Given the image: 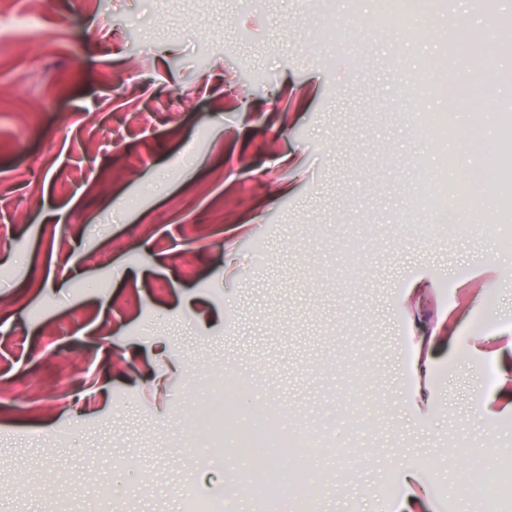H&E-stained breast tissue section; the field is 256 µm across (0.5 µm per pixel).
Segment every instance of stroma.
Segmentation results:
<instances>
[{
	"instance_id": "35a3bbf8",
	"label": "stroma",
	"mask_w": 512,
	"mask_h": 512,
	"mask_svg": "<svg viewBox=\"0 0 512 512\" xmlns=\"http://www.w3.org/2000/svg\"><path fill=\"white\" fill-rule=\"evenodd\" d=\"M373 2L332 0L331 47L310 0H10L40 27L0 47V512H185L192 490L226 512H386L404 468L426 512H476L459 475L512 450L493 380L512 361V220L455 236L407 207L440 171L452 221L512 193L482 178L512 54L491 107L449 111L420 64L477 82L475 45L448 34L493 17L441 0L418 41L364 27ZM225 370L247 391L213 455L185 413ZM257 401L280 432L320 434L296 493L239 491Z\"/></svg>"
}]
</instances>
